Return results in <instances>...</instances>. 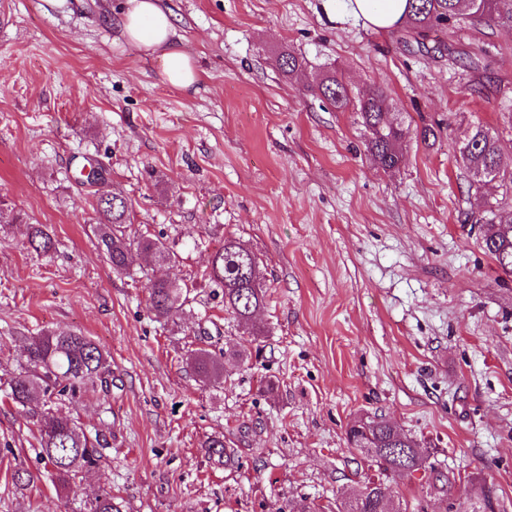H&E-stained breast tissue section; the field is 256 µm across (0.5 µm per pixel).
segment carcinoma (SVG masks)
Wrapping results in <instances>:
<instances>
[{
    "instance_id": "carcinoma-1",
    "label": "carcinoma",
    "mask_w": 512,
    "mask_h": 512,
    "mask_svg": "<svg viewBox=\"0 0 512 512\" xmlns=\"http://www.w3.org/2000/svg\"><path fill=\"white\" fill-rule=\"evenodd\" d=\"M403 19L413 39L424 44L429 34L441 32L460 16L472 21L512 27V0H407ZM279 69L292 74L302 62L293 52L278 58ZM322 98L339 112L357 113L367 133L365 145L377 165L385 172L399 169L402 143L409 130L395 121L384 92L372 91L361 98L352 96L348 85L336 74L323 75L317 85ZM512 149V137L504 139L498 131L479 120L468 124L457 142L459 162L468 172L470 186L502 189V198L512 199V168L503 156ZM485 226L481 245L505 275L512 276V218L496 220L499 203L474 196ZM98 248L112 271L132 276L133 252L154 259H172L174 252L160 239L148 235L131 238L125 225L131 223L125 197L113 193L107 200H96ZM28 248L48 256L55 250L53 237L40 225L30 226ZM205 277L224 293V309L238 321L251 323L267 304L256 254L235 238L224 239L211 256ZM151 311L160 320L179 324L186 313L188 297L174 281L162 275L146 276ZM226 352L217 354L199 349L191 352L187 364L197 380L215 383L223 370ZM112 375L108 354L90 337L77 330L43 331L27 337L23 359L8 382L7 397L22 407L38 430L39 456L45 471L17 469L12 482L19 491L32 488L48 476L60 487H67L81 474L97 468L103 458V444L91 439L78 421L54 410L63 402H79L89 387L107 382ZM351 448L380 470L382 478L367 482L336 502V512H406L398 496L402 481L421 474L427 491L442 493L448 500V512L466 505L468 512H500V499L493 484L476 476L464 488V498L453 495L460 475L441 470L431 455L420 448L413 437L397 430L382 417L354 421L347 432ZM204 447L209 456L230 461L234 450L224 446V437L207 438ZM79 512H121L112 490L103 488L87 501Z\"/></svg>"
}]
</instances>
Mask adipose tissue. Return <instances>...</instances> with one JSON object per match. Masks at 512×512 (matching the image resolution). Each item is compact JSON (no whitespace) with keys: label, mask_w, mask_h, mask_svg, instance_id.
<instances>
[{"label":"adipose tissue","mask_w":512,"mask_h":512,"mask_svg":"<svg viewBox=\"0 0 512 512\" xmlns=\"http://www.w3.org/2000/svg\"><path fill=\"white\" fill-rule=\"evenodd\" d=\"M407 0H350L354 13L377 29L401 22ZM125 43L136 52L157 59L164 79L179 88H188L199 79L190 56L176 43L177 31L169 11L160 0H126L117 19Z\"/></svg>","instance_id":"obj_1"}]
</instances>
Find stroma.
Masks as SVG:
<instances>
[{"label":"stroma","mask_w":512,"mask_h":512,"mask_svg":"<svg viewBox=\"0 0 512 512\" xmlns=\"http://www.w3.org/2000/svg\"><path fill=\"white\" fill-rule=\"evenodd\" d=\"M160 2L200 71L191 88L117 42L119 0H0V198L27 218L0 226V512H79L104 484L122 512H284L300 498L329 512L379 476L346 435L373 415L493 483L512 512V276L465 218L454 151L465 120L507 126L512 27L451 23L440 55L349 0ZM288 50L303 61L291 75L276 63ZM329 71L388 96L410 129L398 171L367 154L355 112L314 93ZM427 124L431 146L415 136ZM91 160L107 171L95 189L79 175ZM99 192L131 202L128 234L172 246L170 262L136 263L189 290L181 326L157 322L145 279L102 258ZM31 223L54 237L50 255L28 249ZM230 237L265 277L249 326L204 277ZM59 328L111 357V389L62 407L109 446L67 488L19 493L14 467L41 462L5 381L27 336ZM201 348L244 358L206 386L185 365ZM214 435L234 463L209 458Z\"/></svg>","instance_id":"35a3bbf8"}]
</instances>
